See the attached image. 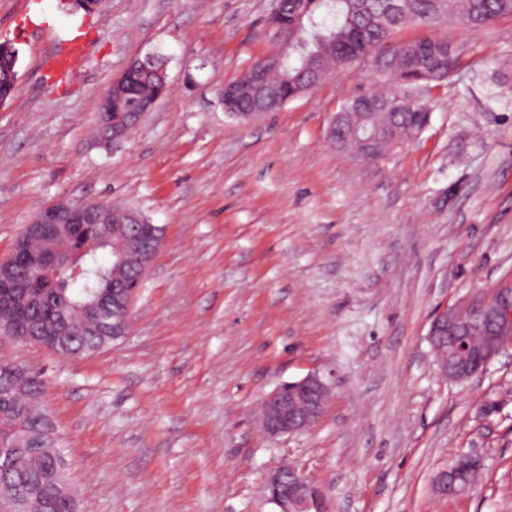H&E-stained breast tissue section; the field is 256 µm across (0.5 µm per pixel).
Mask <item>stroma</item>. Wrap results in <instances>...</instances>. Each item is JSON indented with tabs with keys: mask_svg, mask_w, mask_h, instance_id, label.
<instances>
[{
	"mask_svg": "<svg viewBox=\"0 0 512 512\" xmlns=\"http://www.w3.org/2000/svg\"><path fill=\"white\" fill-rule=\"evenodd\" d=\"M272 0H0L19 52L0 107V261L42 205L131 206L163 234L126 336L80 357L0 336V363L38 374L83 512H274L268 470L290 463L329 512H512V348L469 381L440 375L443 308L512 279V17L408 27L464 46L445 85L415 96L427 128L376 163L328 141L331 113L380 90L354 63L243 123L223 89L270 49ZM87 43L66 79L53 53ZM167 91L124 140L100 141L103 92L137 58ZM336 374L321 421L278 438L261 399ZM485 460L443 497L459 451ZM483 469L482 457L469 452L451 469H443L437 474L434 488L442 496H455L466 492L477 484V478L473 473L479 475Z\"/></svg>",
	"mask_w": 512,
	"mask_h": 512,
	"instance_id": "obj_1",
	"label": "stroma"
}]
</instances>
